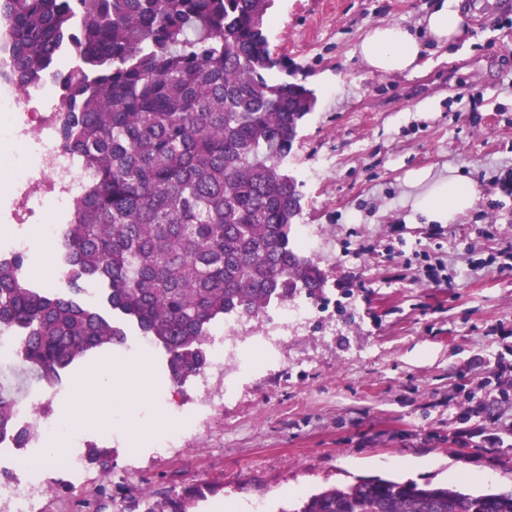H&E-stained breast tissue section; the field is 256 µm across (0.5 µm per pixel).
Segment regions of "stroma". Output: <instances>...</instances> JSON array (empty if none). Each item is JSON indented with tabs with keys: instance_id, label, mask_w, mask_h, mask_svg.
<instances>
[{
	"instance_id": "obj_1",
	"label": "stroma",
	"mask_w": 512,
	"mask_h": 512,
	"mask_svg": "<svg viewBox=\"0 0 512 512\" xmlns=\"http://www.w3.org/2000/svg\"><path fill=\"white\" fill-rule=\"evenodd\" d=\"M433 2L274 0L270 49L316 96L288 159L297 221L316 229L324 298L345 312L299 332L275 370L253 369L165 457L141 447L140 430L164 416L148 395L130 384L102 401L83 428L88 448L111 450L109 471L87 463L77 487L50 470L37 512H143L195 486L190 512H236V498L291 512L376 478L512 493V376L493 370L512 363V0H459L465 39L424 42L414 74L370 73L355 53L375 23L422 30ZM412 169L474 179L480 199L453 223H426L408 203ZM110 356L44 388L0 362V381L42 388L40 410L56 413ZM112 426L124 441L107 439Z\"/></svg>"
}]
</instances>
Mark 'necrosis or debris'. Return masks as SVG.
Masks as SVG:
<instances>
[{
	"mask_svg": "<svg viewBox=\"0 0 512 512\" xmlns=\"http://www.w3.org/2000/svg\"><path fill=\"white\" fill-rule=\"evenodd\" d=\"M61 104L59 88L52 81L26 93L0 94V116L9 117L11 132L9 139L0 140V154L19 143L28 145L33 154L31 163L16 174L13 189L0 196V225L15 224L24 227V235L40 234L53 240L59 235L58 215L68 212L71 200L90 179L63 146ZM24 235L15 236L0 251L8 256L25 253ZM322 317L321 305L296 296L254 322L225 319L207 338L210 362L197 378L199 394L189 411L175 403L176 395L156 360L153 338L139 335L126 340L120 357L126 362H147L150 395L172 405L175 414L193 425L217 409L218 397L234 394L248 356H257L266 367L279 364L289 340ZM15 413L19 425L32 432L33 440L29 447L19 449L12 441L0 439V512H36L46 488L36 460H63L64 476L71 483H80L85 466L84 437L69 431L62 420L41 413L34 397L17 401Z\"/></svg>",
	"mask_w": 512,
	"mask_h": 512,
	"instance_id": "4bbe7bcc",
	"label": "necrosis or debris"
}]
</instances>
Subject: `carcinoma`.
Returning <instances> with one entry per match:
<instances>
[{
  "instance_id": "obj_1",
  "label": "carcinoma",
  "mask_w": 512,
  "mask_h": 512,
  "mask_svg": "<svg viewBox=\"0 0 512 512\" xmlns=\"http://www.w3.org/2000/svg\"><path fill=\"white\" fill-rule=\"evenodd\" d=\"M272 0H0V78L23 91L56 81L63 146L89 171L52 258L76 296L29 287L24 257L0 261V326L25 336L21 362L47 385L125 331L79 302L107 287L119 317L168 354L172 381L207 364L213 325L257 319L326 281L293 235L301 184L288 171L314 92L271 53ZM68 51L76 65L55 67ZM0 387V439L31 437ZM201 489L145 512H188ZM292 512H512V494L360 480Z\"/></svg>"
}]
</instances>
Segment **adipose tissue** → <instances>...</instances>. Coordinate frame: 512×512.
Returning a JSON list of instances; mask_svg holds the SVG:
<instances>
[{
    "mask_svg": "<svg viewBox=\"0 0 512 512\" xmlns=\"http://www.w3.org/2000/svg\"><path fill=\"white\" fill-rule=\"evenodd\" d=\"M429 36L438 44L459 42L466 34L467 25L457 7L456 0H437L436 5L424 18ZM356 52L372 73L379 75L412 74L418 69L421 44L417 33L398 22H381L369 29L360 40ZM407 181L416 187L411 198L412 209L428 223L447 224L458 215L473 209L478 200L473 180L450 176L433 178L425 169L409 171ZM144 365L128 363L102 364L73 395L70 408L64 409L65 424L77 422V414L93 399L108 397L110 381L114 374L122 373L130 379H143Z\"/></svg>",
    "mask_w": 512,
    "mask_h": 512,
    "instance_id": "obj_1",
    "label": "adipose tissue"
}]
</instances>
